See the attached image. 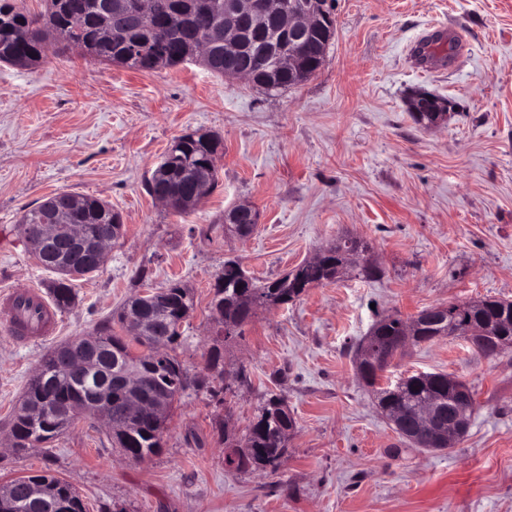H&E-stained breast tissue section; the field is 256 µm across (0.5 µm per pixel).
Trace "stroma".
Listing matches in <instances>:
<instances>
[{
    "instance_id": "1",
    "label": "stroma",
    "mask_w": 512,
    "mask_h": 512,
    "mask_svg": "<svg viewBox=\"0 0 512 512\" xmlns=\"http://www.w3.org/2000/svg\"><path fill=\"white\" fill-rule=\"evenodd\" d=\"M327 60L303 84L267 94L200 63L144 72L49 45L39 67L0 63V290L46 288L21 218L62 191L97 197L123 236L96 273L73 281L57 341L94 332L131 296L181 282L194 296L180 360L207 375L219 328L210 301L226 260L274 279L350 233L382 275L309 289L258 310L224 350L250 386L225 400L189 387L161 451L128 460L93 418L25 452L15 406L50 342L17 345L0 327V483L35 471L65 479L87 512H512V352L489 360L464 338L408 347L380 386L419 372L464 379L479 407L443 451L403 444L357 376L352 350L379 316L479 297L512 301V0H331ZM417 91L448 99L439 126L416 124ZM218 136V183L190 211L150 196L175 138ZM248 201L260 222L226 234ZM296 420L277 472L224 464L266 392ZM259 223L258 211L248 202H242L226 214L224 224H252L244 226L241 237H248L252 234L256 224Z\"/></svg>"
}]
</instances>
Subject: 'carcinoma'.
Instances as JSON below:
<instances>
[{"mask_svg": "<svg viewBox=\"0 0 512 512\" xmlns=\"http://www.w3.org/2000/svg\"><path fill=\"white\" fill-rule=\"evenodd\" d=\"M46 12L31 15L5 2L0 4V62L19 67H34L44 58L47 39L63 38L81 48L99 63H117L139 71L176 66L195 53V38L211 40L210 57L205 61L209 70L224 75L225 0H162L158 13L146 21L138 20L140 0H48ZM331 37L313 40L311 46L298 55L293 74L279 69L269 52L270 44L263 40L253 48L259 71L255 86L268 93L297 86L313 76L326 58ZM220 146L209 133L197 131L176 138L158 168L166 176L168 188L178 193L188 180H198L213 190L217 185L216 167L212 165ZM71 223L83 224L86 232L95 234L103 224H119V213L102 200L82 195L70 216ZM368 242L355 237H343L328 247L318 263H302L287 274L257 284L248 277L239 262H224V270L213 286L212 309L223 314L224 322L235 331L223 336L231 341L243 335V327L255 313L245 302L249 296L263 305L269 299L287 304L300 298L308 289L324 286L332 279L336 266L345 252L369 251ZM52 302L60 311L69 309L76 295L72 279L61 276L49 286ZM143 314L154 319L163 337L134 336L126 323V309L116 315L121 332L106 324L98 330L96 343L89 353L95 370L80 376L62 366L56 353L67 346L62 343L42 360V370L27 382L20 406L13 415V448L18 451L34 448L52 440L74 426L78 418L67 410V402L82 396L87 404L99 410H110L125 399L124 388L115 384L113 369L125 364L135 368L144 381L146 391L167 400L159 416L144 414L129 424L110 430L112 443L133 460H143L157 454L166 421L173 405L188 387L187 370L176 354L182 334L180 328L193 306L190 290L179 282H171L145 296L132 297ZM493 320L498 331L493 338L473 337V348L487 358H497L512 351V301L486 298L480 309L460 302L448 303L442 312L428 313L413 343L430 342L448 336V328L471 323L478 325ZM403 319L397 315L377 321L372 330L389 359L402 353L399 345ZM165 347L163 358L155 357L157 344ZM385 366L369 364L359 367L360 378L375 388L380 409L395 408L404 416L395 426L399 436L419 448H432L434 443L427 432L413 430L412 415L418 405L431 400L441 411L448 410V375L419 373L407 377L396 387L378 386ZM295 428V419L288 406L275 393L265 395L258 414L240 439L224 435L225 464L234 471H275L286 453L288 436ZM14 495L10 505L0 506V512H86V506L75 488L53 475L21 476L8 481ZM40 488L43 500L32 503L27 489Z\"/></svg>", "mask_w": 512, "mask_h": 512, "instance_id": "cac0c4a2", "label": "carcinoma"}]
</instances>
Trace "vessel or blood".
I'll return each mask as SVG.
<instances>
[{
    "label": "vessel or blood",
    "instance_id": "b4317fda",
    "mask_svg": "<svg viewBox=\"0 0 512 512\" xmlns=\"http://www.w3.org/2000/svg\"><path fill=\"white\" fill-rule=\"evenodd\" d=\"M0 324L16 343L28 345L55 335L60 318L41 291L28 286L0 294Z\"/></svg>",
    "mask_w": 512,
    "mask_h": 512
}]
</instances>
